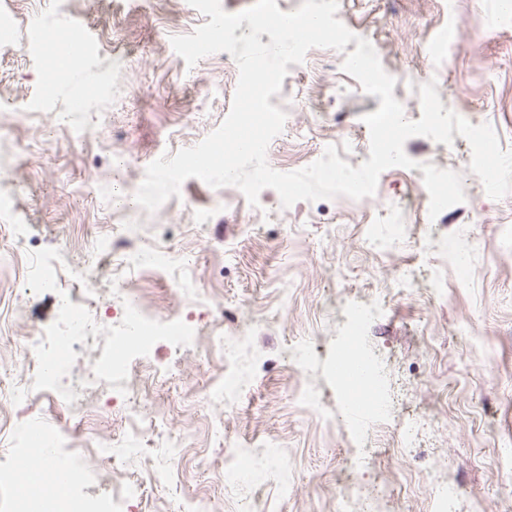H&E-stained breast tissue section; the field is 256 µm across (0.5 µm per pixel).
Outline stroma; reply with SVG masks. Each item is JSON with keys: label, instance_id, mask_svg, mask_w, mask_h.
Segmentation results:
<instances>
[{"label": "stroma", "instance_id": "stroma-1", "mask_svg": "<svg viewBox=\"0 0 512 512\" xmlns=\"http://www.w3.org/2000/svg\"><path fill=\"white\" fill-rule=\"evenodd\" d=\"M13 17L11 47H0V154L12 159L0 183L13 193L0 214V463L16 450L11 429L37 419L73 429L91 474L79 491H110L113 476L140 483L130 512H338L339 498L386 483L376 512H432L439 483L461 489L456 512L471 498L488 512H512V468L500 444L512 440V193L495 200L466 173L469 143L415 136L405 174H382L381 197L350 205L340 199L282 207L269 191L264 207H225L233 187L186 180L179 196L150 213L133 203L146 167L163 154L198 144L230 111L237 70L217 53L187 67L170 38L192 33L206 18L187 0H0ZM95 49L78 73L89 86L82 111L71 112L66 87H49V63L32 33L60 12ZM338 17L370 41L385 70L413 84L436 80L442 103L466 108L468 121L490 124L512 151V12L494 0H340ZM459 25L455 52L434 47L447 22ZM335 52L308 51L291 68L282 93L293 100L267 160L280 172L318 160L341 146L352 165L369 158L362 115L380 99L330 65ZM461 173L464 202L430 218L422 203L421 164ZM411 218L406 243L372 252L362 227L377 221L381 199ZM132 232L143 255L159 245L183 261L189 292L172 276L122 271L102 242ZM460 242L463 270L442 261L433 240ZM55 268L58 285L42 288L35 265ZM414 271V288L399 292V268ZM141 290L159 316L182 315L199 328L196 345L170 354L161 347L138 361L129 389L145 392L154 414L142 419V451L96 454L99 442L127 440L125 403L102 386L87 398L81 425L46 398L19 404L11 395L25 380L22 350L50 334L63 298L82 289L97 298L115 277ZM379 303L362 327L382 360L391 394L381 420L357 419L337 396L336 367L349 310ZM237 317L249 340L239 354L244 387L230 407L207 391L224 374L209 343L220 333L213 311ZM95 338L74 347L71 372L90 365L119 325L99 306ZM424 429L412 447L399 430L409 419ZM238 444L261 459L255 480H224V453Z\"/></svg>", "mask_w": 512, "mask_h": 512}]
</instances>
